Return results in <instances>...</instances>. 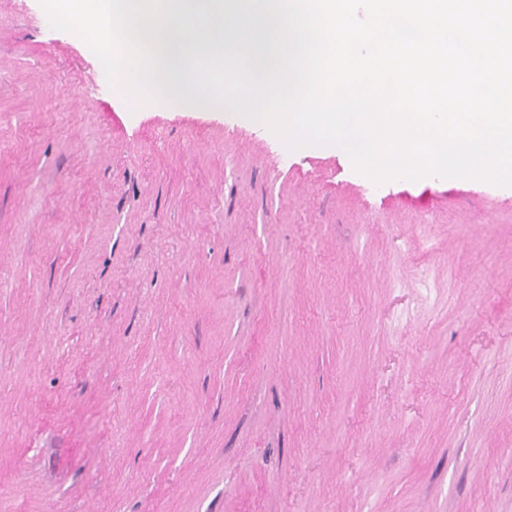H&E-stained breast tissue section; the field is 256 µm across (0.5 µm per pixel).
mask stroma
<instances>
[{"label":"stroma","instance_id":"1","mask_svg":"<svg viewBox=\"0 0 512 512\" xmlns=\"http://www.w3.org/2000/svg\"><path fill=\"white\" fill-rule=\"evenodd\" d=\"M0 512H512V188L130 109L0 0Z\"/></svg>","mask_w":512,"mask_h":512}]
</instances>
